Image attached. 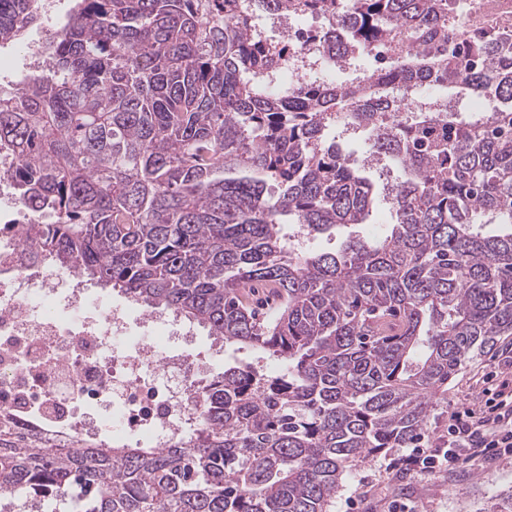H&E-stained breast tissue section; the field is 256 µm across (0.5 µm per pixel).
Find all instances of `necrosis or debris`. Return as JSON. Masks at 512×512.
<instances>
[{
  "mask_svg": "<svg viewBox=\"0 0 512 512\" xmlns=\"http://www.w3.org/2000/svg\"><path fill=\"white\" fill-rule=\"evenodd\" d=\"M252 34L286 44L276 70L282 83L326 80L334 72L326 61L305 67L313 46L294 15L274 17ZM16 164L0 151V417L64 448L103 429L119 441L144 433L159 446L184 436L198 421L208 360L171 355L143 339L134 354L116 355V344L129 336L127 309L89 313L84 283L60 278L21 246L24 226L40 218L11 191L6 173ZM94 408L99 416H91Z\"/></svg>",
  "mask_w": 512,
  "mask_h": 512,
  "instance_id": "necrosis-or-debris-1",
  "label": "necrosis or debris"
}]
</instances>
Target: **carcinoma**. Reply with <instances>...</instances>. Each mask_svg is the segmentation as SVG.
I'll return each mask as SVG.
<instances>
[{
  "label": "carcinoma",
  "instance_id": "obj_1",
  "mask_svg": "<svg viewBox=\"0 0 512 512\" xmlns=\"http://www.w3.org/2000/svg\"><path fill=\"white\" fill-rule=\"evenodd\" d=\"M257 11L320 15L340 66L377 43L387 62L274 88L285 48L250 35ZM42 19L41 0H0V41ZM448 22V0H72L49 74L0 89L15 195L49 217L23 245L286 369H224L199 426L161 448L65 450L0 421V498L329 512L351 468L427 436L466 363L512 347V27L432 57ZM338 112L370 132L368 156L326 138ZM440 122L446 141L417 133ZM372 156L404 173L390 231L289 250L285 221L365 223Z\"/></svg>",
  "mask_w": 512,
  "mask_h": 512
}]
</instances>
